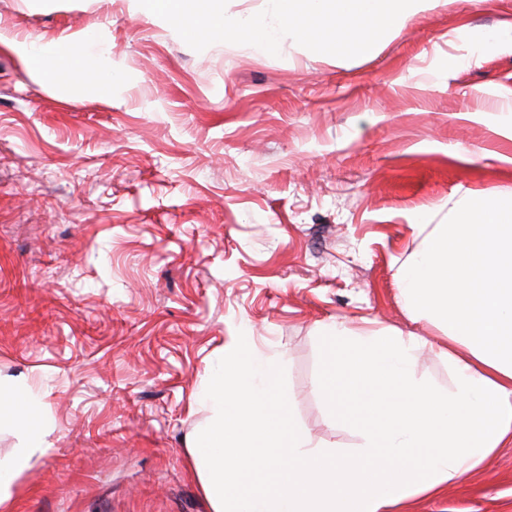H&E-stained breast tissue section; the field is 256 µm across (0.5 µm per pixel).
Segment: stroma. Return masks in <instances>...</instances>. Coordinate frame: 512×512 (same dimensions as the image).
I'll list each match as a JSON object with an SVG mask.
<instances>
[{"instance_id":"obj_1","label":"stroma","mask_w":512,"mask_h":512,"mask_svg":"<svg viewBox=\"0 0 512 512\" xmlns=\"http://www.w3.org/2000/svg\"><path fill=\"white\" fill-rule=\"evenodd\" d=\"M512 0H441L373 55L283 38L190 48L132 0H0V378L40 391L45 455L10 512H210L188 452L195 397L238 336L281 354L294 415L349 448L315 382L322 322L442 332L394 280L426 212L512 195ZM84 39L122 78L61 88L14 42ZM413 512H512V447Z\"/></svg>"}]
</instances>
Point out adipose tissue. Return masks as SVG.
<instances>
[{
  "instance_id": "1",
  "label": "adipose tissue",
  "mask_w": 512,
  "mask_h": 512,
  "mask_svg": "<svg viewBox=\"0 0 512 512\" xmlns=\"http://www.w3.org/2000/svg\"><path fill=\"white\" fill-rule=\"evenodd\" d=\"M15 49L53 82L108 90L121 78L77 45L51 65L37 42ZM414 230L419 244L395 274L398 299L443 331L448 343L438 355L448 384L418 376L423 337L323 324L317 388L330 421L357 439L344 448L296 422L281 354L237 341L196 395L206 417L189 453L211 512H389L437 494L512 445V198L468 190L452 222L423 213ZM40 408L32 390L0 383V431L20 436L11 458L0 460V505L48 448Z\"/></svg>"
}]
</instances>
